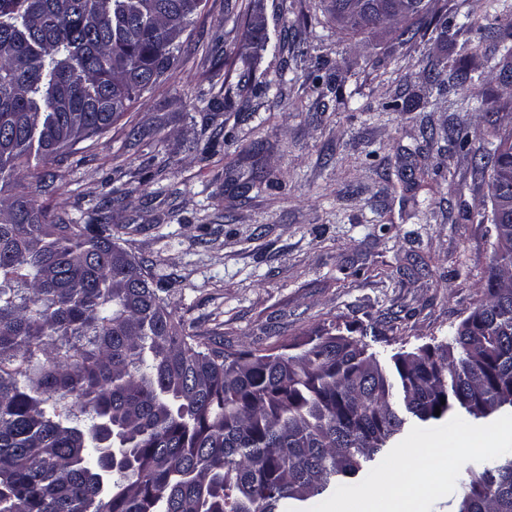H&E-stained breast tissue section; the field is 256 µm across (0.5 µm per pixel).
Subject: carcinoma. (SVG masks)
<instances>
[{
  "label": "carcinoma",
  "instance_id": "cac0c4a2",
  "mask_svg": "<svg viewBox=\"0 0 512 512\" xmlns=\"http://www.w3.org/2000/svg\"><path fill=\"white\" fill-rule=\"evenodd\" d=\"M438 0H329L401 38ZM500 0H477L465 25ZM202 0H0V512H303L410 424L512 410V254L452 341L381 363L349 336L231 354L185 332L142 263L112 253V214L49 219L36 174L99 138L166 79ZM250 43L265 20L248 17ZM489 167L512 233V150ZM440 415H434L435 408ZM467 467L458 512H512V450Z\"/></svg>",
  "mask_w": 512,
  "mask_h": 512
}]
</instances>
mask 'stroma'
Segmentation results:
<instances>
[{"label":"stroma","mask_w":512,"mask_h":512,"mask_svg":"<svg viewBox=\"0 0 512 512\" xmlns=\"http://www.w3.org/2000/svg\"><path fill=\"white\" fill-rule=\"evenodd\" d=\"M259 5L266 42L246 14ZM476 0H439L459 29L399 42L341 34L320 0H205L169 80L133 103L89 148L52 164L55 215L94 209L126 181L145 195L112 210L121 245L169 290L188 332L226 350L283 352L308 336L350 333L383 363L450 342L478 305L494 231L483 154L512 132V55L468 57ZM471 72L438 89L433 60ZM231 94L234 104L211 110ZM471 133L467 145L456 134ZM472 435L461 462L447 448ZM512 448V414L451 415L410 428L306 512L413 498L456 512L455 480ZM433 449L430 468L409 451ZM416 467L414 485L382 475Z\"/></svg>","instance_id":"1"}]
</instances>
